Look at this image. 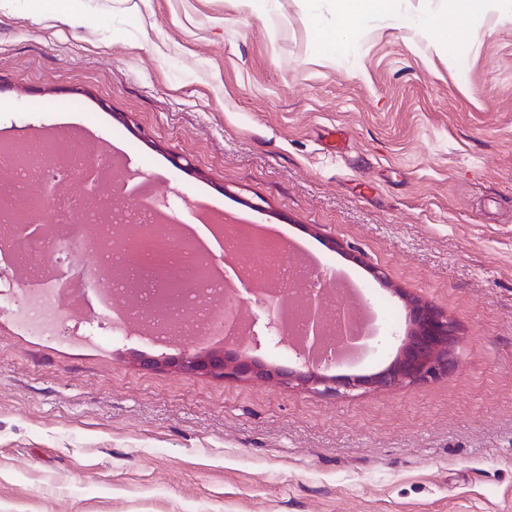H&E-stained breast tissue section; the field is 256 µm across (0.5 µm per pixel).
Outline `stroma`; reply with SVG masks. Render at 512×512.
Wrapping results in <instances>:
<instances>
[{"mask_svg":"<svg viewBox=\"0 0 512 512\" xmlns=\"http://www.w3.org/2000/svg\"><path fill=\"white\" fill-rule=\"evenodd\" d=\"M447 8L325 47L329 0H0V138L84 130L124 155L127 212L152 183L347 274L381 325L329 375L392 362L400 288L459 336L446 375L331 396L171 367L208 349L191 311L170 344L101 335L93 290L53 338L0 313V512H512V0L442 49L420 21Z\"/></svg>","mask_w":512,"mask_h":512,"instance_id":"obj_1","label":"stroma"}]
</instances>
